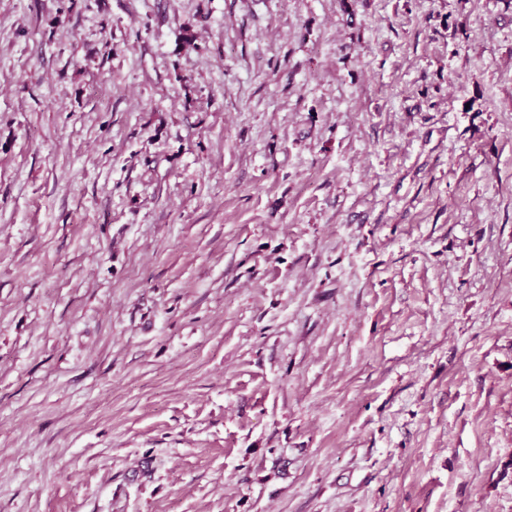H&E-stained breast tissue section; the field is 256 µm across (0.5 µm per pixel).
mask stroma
<instances>
[{"instance_id":"stroma-1","label":"stroma","mask_w":512,"mask_h":512,"mask_svg":"<svg viewBox=\"0 0 512 512\" xmlns=\"http://www.w3.org/2000/svg\"><path fill=\"white\" fill-rule=\"evenodd\" d=\"M0 512H512V0H0Z\"/></svg>"}]
</instances>
